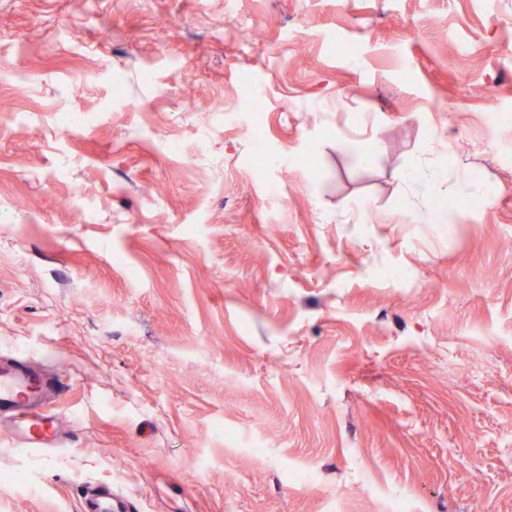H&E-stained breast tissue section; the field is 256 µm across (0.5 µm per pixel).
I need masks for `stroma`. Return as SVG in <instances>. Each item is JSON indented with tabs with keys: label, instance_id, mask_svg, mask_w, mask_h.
I'll use <instances>...</instances> for the list:
<instances>
[{
	"label": "stroma",
	"instance_id": "stroma-1",
	"mask_svg": "<svg viewBox=\"0 0 512 512\" xmlns=\"http://www.w3.org/2000/svg\"><path fill=\"white\" fill-rule=\"evenodd\" d=\"M235 10L0 0V512H512V0ZM56 395L55 380L30 362L0 361V418L11 422L8 427L19 448H62L59 417L49 408ZM88 496H90L89 502L91 507L87 508V512H130L133 510L127 501L125 502V508L119 510L113 508L112 488L107 485H98L89 489L85 497Z\"/></svg>",
	"mask_w": 512,
	"mask_h": 512
}]
</instances>
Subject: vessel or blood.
I'll list each match as a JSON object with an SVG mask.
<instances>
[{
	"mask_svg": "<svg viewBox=\"0 0 512 512\" xmlns=\"http://www.w3.org/2000/svg\"><path fill=\"white\" fill-rule=\"evenodd\" d=\"M56 395L54 379L30 362L0 361V418L9 421L19 448L62 447L60 421L50 410Z\"/></svg>",
	"mask_w": 512,
	"mask_h": 512,
	"instance_id": "1",
	"label": "vessel or blood"
}]
</instances>
